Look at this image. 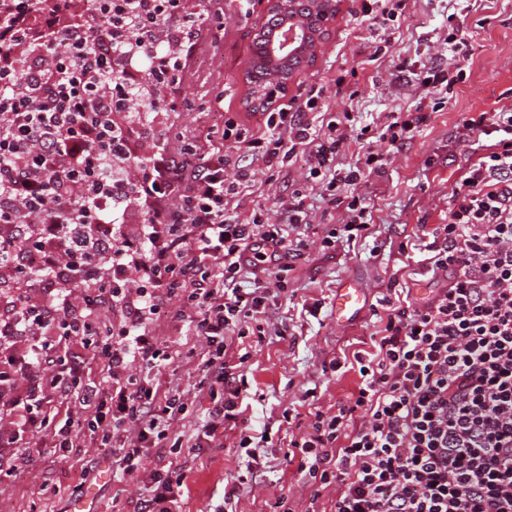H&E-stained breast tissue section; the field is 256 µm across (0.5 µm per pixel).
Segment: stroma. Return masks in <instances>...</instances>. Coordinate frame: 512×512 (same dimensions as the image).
<instances>
[{"label":"stroma","mask_w":512,"mask_h":512,"mask_svg":"<svg viewBox=\"0 0 512 512\" xmlns=\"http://www.w3.org/2000/svg\"><path fill=\"white\" fill-rule=\"evenodd\" d=\"M195 11L221 16L220 31L203 28L197 46L183 62L175 96V110L166 112L160 127L170 149L180 150L206 122L208 113L220 112L238 124L253 126L247 104L250 33L267 16L265 0H189ZM459 24L467 42L463 78L450 90L425 91L401 73V64L415 69L447 66L442 46L449 24ZM319 96L321 120L349 113L355 128H368L361 139H349L336 158L346 169L365 153L379 149L375 136L390 113L412 112L429 100L443 105L431 113L413 139L391 152L389 162L357 186L372 207L373 235L353 243L340 242L325 250L322 231L343 223L348 213L336 206L325 184L305 181L300 160L269 170L257 156L242 155L241 164L251 185L234 196L231 207L242 217L253 209L267 210L284 224L283 201L302 190L315 231L307 237L302 257L291 259L288 288L266 303L263 339L244 340L248 352L236 375L250 394L238 427L226 431L220 448L173 449L176 438H189L195 412L210 400V385L197 366L200 342L182 335L174 323L161 319L152 326L158 341L189 351L184 362L164 372L163 385L180 388L188 406L177 416L161 447L151 449L139 473L113 479L103 449L94 444L74 449L71 462L61 461L41 440L19 449L22 469L18 477L0 476V512H76L78 503L91 499L96 512H138L154 469L174 467L184 472L186 489L174 512H275L279 498L301 512L316 501L319 512H330L335 487L318 489L297 471L288 458L293 431L284 413L306 390H314L315 403L335 410L359 381L354 370L330 371L332 360L352 356L358 342L380 326L385 301L402 298L421 302L439 283L432 278L429 245L432 231L447 223L452 192L460 185L468 165L489 152L496 135L474 133L470 142L454 139L466 120L483 112L512 111V0H406L404 14L386 36H379L363 13V0H344L327 32L313 65L296 76L285 103ZM347 279L365 288L360 313L337 322L333 303L337 287ZM251 435L249 449L239 448L241 434ZM96 469L83 475L84 462ZM240 487L237 500L224 499V484Z\"/></svg>","instance_id":"stroma-1"}]
</instances>
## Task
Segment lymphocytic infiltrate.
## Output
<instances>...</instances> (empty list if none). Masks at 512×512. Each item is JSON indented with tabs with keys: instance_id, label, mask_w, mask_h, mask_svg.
<instances>
[{
	"instance_id": "f902f5d3",
	"label": "lymphocytic infiltrate",
	"mask_w": 512,
	"mask_h": 512,
	"mask_svg": "<svg viewBox=\"0 0 512 512\" xmlns=\"http://www.w3.org/2000/svg\"><path fill=\"white\" fill-rule=\"evenodd\" d=\"M29 3L0 0V469L31 439L65 458L86 436L130 476L187 409L159 380L175 362L149 330L165 300L186 299L170 317L201 340L199 369L221 388L198 415L220 442L245 399L235 339L286 289V258L307 247L265 210L229 211L249 175H229L225 140L270 169L301 153L307 177L350 188L348 218L322 237L325 249L369 236L368 205L352 189L384 158L372 151L337 173L344 121L305 120L320 109L315 96L261 113L253 130L205 128L183 151L161 134L133 142L134 128L167 111L153 88L203 14L188 0H92L79 11L50 0L34 14ZM487 126L493 151L468 166L433 231L442 288L423 305L389 307L353 354L357 389L335 412L308 407V432L288 444L306 481L335 486L333 512H512V113L468 120L461 141ZM108 308L122 313L116 342L101 334ZM90 336L86 359L63 356ZM92 364L101 380L83 382ZM184 479L154 473L139 512H171Z\"/></svg>"
}]
</instances>
